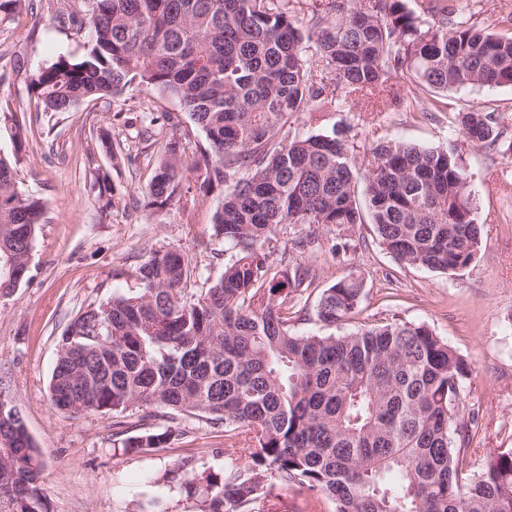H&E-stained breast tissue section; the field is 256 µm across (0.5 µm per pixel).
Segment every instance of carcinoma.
<instances>
[{
  "label": "carcinoma",
  "mask_w": 512,
  "mask_h": 512,
  "mask_svg": "<svg viewBox=\"0 0 512 512\" xmlns=\"http://www.w3.org/2000/svg\"><path fill=\"white\" fill-rule=\"evenodd\" d=\"M455 14L452 0H416L413 9L407 0H325L303 25L288 0H85L72 11L68 23L89 49L34 75L41 111L70 112L133 85L178 99L210 157L186 168L178 142H166L147 205L176 199L182 170L193 172L199 199L224 190L213 237L235 255L189 294L188 259L155 249L135 291L79 310L58 343L51 405L114 417L152 406L224 425L247 461L206 476L200 512H253L260 502L277 512L278 486L324 497L334 512H512V451L492 453L470 482L459 474L472 424L470 362L426 325L398 318L337 335L290 331L289 304L312 269L278 268L269 251L281 224L341 227L368 216L400 264L454 274L474 262L481 224L456 144L372 146L363 210L350 126L283 132L298 112L359 105L393 70L429 95L512 85V35ZM460 133L492 146L502 127L493 112H463ZM14 172L0 156L1 297L20 286L6 264H28L43 215ZM362 292L353 274L335 282L317 320L342 325ZM181 435L171 424L123 438L120 448H159ZM40 473L13 405L0 417L12 512H48Z\"/></svg>",
  "instance_id": "1"
}]
</instances>
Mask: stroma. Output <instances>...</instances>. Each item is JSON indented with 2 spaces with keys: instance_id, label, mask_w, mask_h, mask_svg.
<instances>
[{
  "instance_id": "35a3bbf8",
  "label": "stroma",
  "mask_w": 512,
  "mask_h": 512,
  "mask_svg": "<svg viewBox=\"0 0 512 512\" xmlns=\"http://www.w3.org/2000/svg\"><path fill=\"white\" fill-rule=\"evenodd\" d=\"M82 3L34 0L0 23V153L18 155L16 187L43 206L28 276L0 298V397L22 413L38 450L48 512H195L181 484L243 462L241 444L193 416L179 418L182 434L171 444L126 453L113 447L116 429L136 434L167 426V417L145 408L118 420L95 413L72 417L49 401L57 343L72 317L88 304L136 290V271L152 250L171 248L190 261L198 274L187 285L192 292L218 278L231 258L212 237L221 200L193 198L192 173H185L186 191L173 202L160 210L145 206L163 142L182 144L188 164L207 145L176 98L133 86L70 112L38 111L33 75L59 56L79 58L88 50L86 35L58 19L59 11ZM456 6L459 18L512 33V0H457ZM411 88L405 72H391L370 103L339 113L351 127L357 169L366 171L373 144L444 147L457 113H495L504 126L495 145L460 144L482 223L480 253L468 268L447 276L397 263L370 223L318 230L319 248L304 260L319 275L289 310V328L327 334L315 316L318 300L353 273L363 280V295L346 329L393 317L426 324L447 340L473 365L467 408L476 423L463 472L475 478L490 452L512 449V86L451 91L441 108ZM17 114L26 118L24 130L15 126ZM105 134L111 146L103 145ZM104 175L112 185L108 194L99 190Z\"/></svg>"
}]
</instances>
